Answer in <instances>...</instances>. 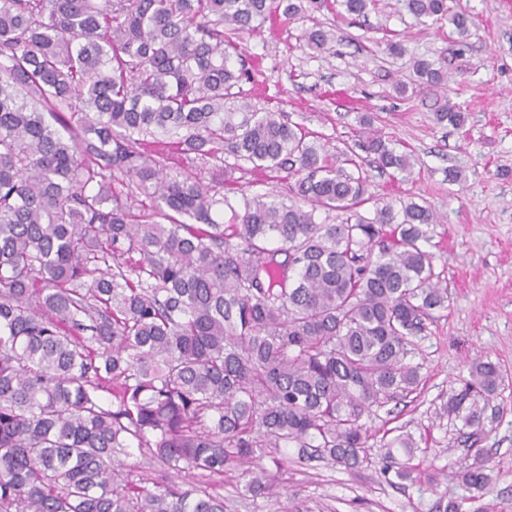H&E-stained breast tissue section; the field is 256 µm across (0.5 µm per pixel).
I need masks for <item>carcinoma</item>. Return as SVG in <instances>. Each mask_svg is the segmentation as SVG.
<instances>
[{
    "label": "carcinoma",
    "mask_w": 512,
    "mask_h": 512,
    "mask_svg": "<svg viewBox=\"0 0 512 512\" xmlns=\"http://www.w3.org/2000/svg\"><path fill=\"white\" fill-rule=\"evenodd\" d=\"M397 2L469 31L446 0ZM323 7L0 0V512H226L214 485L229 471L245 495L276 499L279 475L259 458L279 468L294 448L361 468L363 417L417 391L411 336L447 299L420 246L436 214L374 197L354 158L252 106L248 72L230 65L238 44L224 33ZM300 39L321 52L335 33ZM414 74L436 121L461 125L438 92L447 72L418 59ZM363 125L355 147L411 175V155ZM156 130L185 132L187 156L295 175L288 202L260 195L239 210L165 173L144 139ZM120 177L145 199L116 190ZM501 383L495 363H471L442 407L463 437L484 428ZM383 448L384 474L412 478V436ZM136 452L199 483L149 490L125 465ZM461 479L488 483L483 453Z\"/></svg>",
    "instance_id": "1"
}]
</instances>
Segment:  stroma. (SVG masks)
I'll use <instances>...</instances> for the list:
<instances>
[{"label": "stroma", "mask_w": 512, "mask_h": 512, "mask_svg": "<svg viewBox=\"0 0 512 512\" xmlns=\"http://www.w3.org/2000/svg\"><path fill=\"white\" fill-rule=\"evenodd\" d=\"M447 3L471 15L467 37L445 22L421 25L396 0H377L364 18L325 8L288 28L266 24L238 40L251 73L242 89L256 108L283 113L338 156L350 153L367 117L413 155L407 177L372 165L364 171L376 197L411 199L437 212L440 221L428 226L424 247L447 299L414 338L413 360L421 366L416 393L364 420L375 449L394 430L413 435L421 478L388 480L377 460L357 472L294 461L280 471L283 502L245 497L237 474L226 475L221 492L228 512H438L450 501L463 512H512V0ZM316 23L336 35L321 52L300 41ZM393 41L403 44V54L389 52ZM422 57L447 71L443 90L463 112L462 126L437 123L425 92L412 87L413 64ZM400 81L409 86L406 94L395 90ZM158 149L168 173L215 185L235 206L256 195H287L286 172L261 173L230 156L189 165L165 136ZM479 356L499 366L503 381L478 439L491 457V479L476 491L457 476L469 458L455 443L459 424L437 411Z\"/></svg>", "instance_id": "35a3bbf8"}]
</instances>
